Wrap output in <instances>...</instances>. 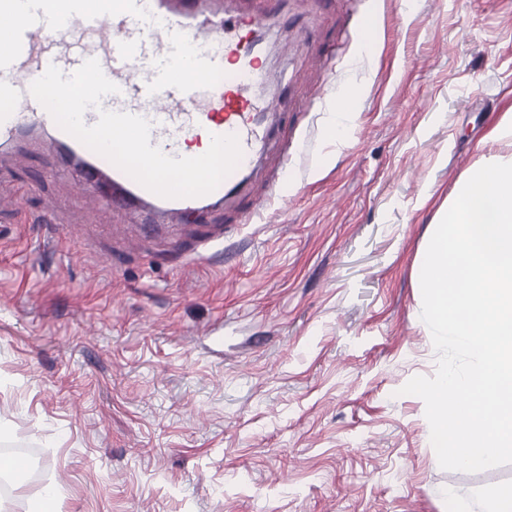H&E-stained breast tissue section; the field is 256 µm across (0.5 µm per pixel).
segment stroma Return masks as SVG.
Wrapping results in <instances>:
<instances>
[{
  "label": "stroma",
  "instance_id": "35a3bbf8",
  "mask_svg": "<svg viewBox=\"0 0 512 512\" xmlns=\"http://www.w3.org/2000/svg\"><path fill=\"white\" fill-rule=\"evenodd\" d=\"M266 26L277 155L183 219L87 209L51 158L0 151V447L29 448L57 512H484L512 464L440 467L421 262L439 208L512 107V0H288ZM372 43H364L366 20ZM354 122L331 131L346 80ZM52 202V228L31 223Z\"/></svg>",
  "mask_w": 512,
  "mask_h": 512
}]
</instances>
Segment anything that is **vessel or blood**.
Instances as JSON below:
<instances>
[{
    "label": "vessel or blood",
    "mask_w": 512,
    "mask_h": 512,
    "mask_svg": "<svg viewBox=\"0 0 512 512\" xmlns=\"http://www.w3.org/2000/svg\"><path fill=\"white\" fill-rule=\"evenodd\" d=\"M13 20L0 42V148L38 141L76 167L80 193L96 205L203 221L235 201L273 146L280 105L262 98L261 14L229 11L227 0H0ZM96 59L119 91L112 108L151 124V143L181 157L187 145L236 135L237 167L211 193L164 198L61 129L30 94L48 66L71 75Z\"/></svg>",
    "instance_id": "obj_1"
}]
</instances>
